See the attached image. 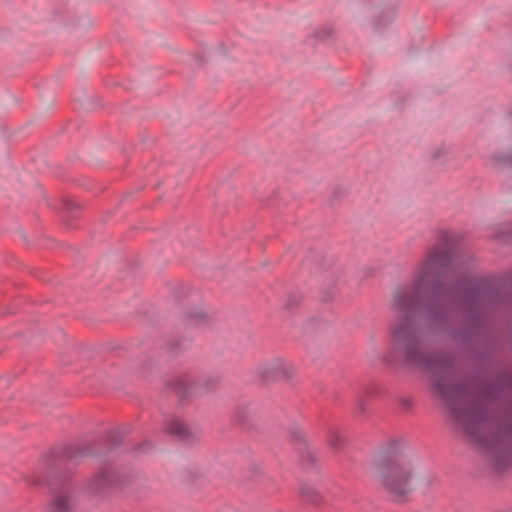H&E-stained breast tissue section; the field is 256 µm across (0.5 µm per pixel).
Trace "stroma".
I'll use <instances>...</instances> for the list:
<instances>
[{"instance_id": "obj_1", "label": "stroma", "mask_w": 512, "mask_h": 512, "mask_svg": "<svg viewBox=\"0 0 512 512\" xmlns=\"http://www.w3.org/2000/svg\"><path fill=\"white\" fill-rule=\"evenodd\" d=\"M510 220L512 0H0V512H512L371 331ZM418 460L407 450L403 455L382 457L371 453L364 462V479L384 496L414 482Z\"/></svg>"}]
</instances>
